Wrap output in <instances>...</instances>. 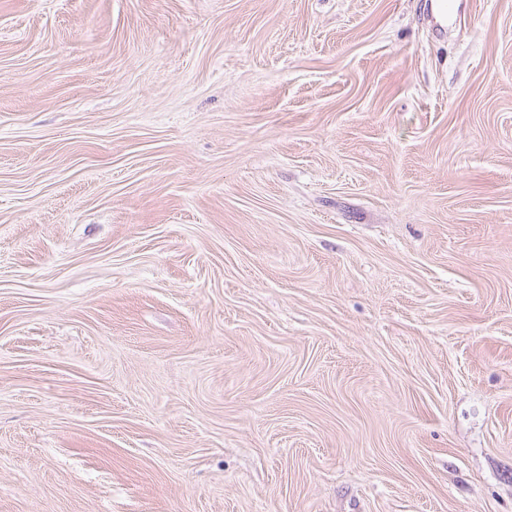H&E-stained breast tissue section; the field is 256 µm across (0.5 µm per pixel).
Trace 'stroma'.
<instances>
[{
  "instance_id": "1",
  "label": "stroma",
  "mask_w": 512,
  "mask_h": 512,
  "mask_svg": "<svg viewBox=\"0 0 512 512\" xmlns=\"http://www.w3.org/2000/svg\"><path fill=\"white\" fill-rule=\"evenodd\" d=\"M0 512H512V0H0Z\"/></svg>"
}]
</instances>
